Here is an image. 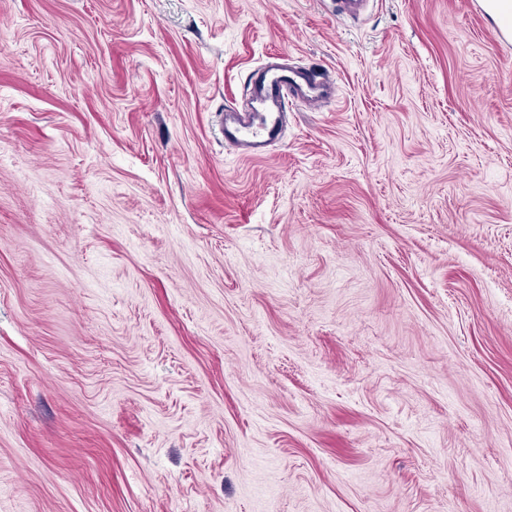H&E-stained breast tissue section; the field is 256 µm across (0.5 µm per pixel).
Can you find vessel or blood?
Instances as JSON below:
<instances>
[{
    "mask_svg": "<svg viewBox=\"0 0 512 512\" xmlns=\"http://www.w3.org/2000/svg\"><path fill=\"white\" fill-rule=\"evenodd\" d=\"M334 82L314 69L266 68L250 89L249 112L223 124L225 143L259 152L276 135L288 107L300 100L315 105L334 97Z\"/></svg>",
    "mask_w": 512,
    "mask_h": 512,
    "instance_id": "obj_1",
    "label": "vessel or blood"
}]
</instances>
